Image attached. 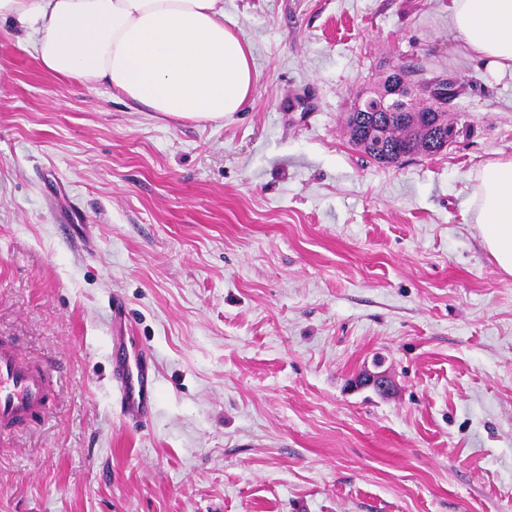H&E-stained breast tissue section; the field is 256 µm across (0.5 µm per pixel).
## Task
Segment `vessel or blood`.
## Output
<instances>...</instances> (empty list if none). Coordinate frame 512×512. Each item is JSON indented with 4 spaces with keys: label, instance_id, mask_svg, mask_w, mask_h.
Returning <instances> with one entry per match:
<instances>
[{
    "label": "vessel or blood",
    "instance_id": "obj_1",
    "mask_svg": "<svg viewBox=\"0 0 512 512\" xmlns=\"http://www.w3.org/2000/svg\"><path fill=\"white\" fill-rule=\"evenodd\" d=\"M112 384L122 416L147 424L159 396L156 359L146 352L126 324L120 298L112 300ZM53 384L51 364H34L8 341L0 340V434L41 422L47 415Z\"/></svg>",
    "mask_w": 512,
    "mask_h": 512
}]
</instances>
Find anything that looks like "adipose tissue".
I'll return each mask as SVG.
<instances>
[{
    "instance_id": "obj_1",
    "label": "adipose tissue",
    "mask_w": 512,
    "mask_h": 512,
    "mask_svg": "<svg viewBox=\"0 0 512 512\" xmlns=\"http://www.w3.org/2000/svg\"><path fill=\"white\" fill-rule=\"evenodd\" d=\"M27 29L44 69L108 86L147 111L220 121L251 97L250 47L224 0H0ZM459 52L493 77L512 74V0H448ZM467 208L499 273L512 276V157L470 175Z\"/></svg>"
}]
</instances>
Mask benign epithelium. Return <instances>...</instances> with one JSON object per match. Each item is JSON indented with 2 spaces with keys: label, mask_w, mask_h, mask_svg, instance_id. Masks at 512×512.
<instances>
[{
  "label": "benign epithelium",
  "mask_w": 512,
  "mask_h": 512,
  "mask_svg": "<svg viewBox=\"0 0 512 512\" xmlns=\"http://www.w3.org/2000/svg\"><path fill=\"white\" fill-rule=\"evenodd\" d=\"M438 94V102L434 107L438 112L448 115V106L451 101L448 95L437 93L434 84L411 83L397 75L392 70L387 87L366 90L359 94L351 109L355 122L359 125L362 138L377 147L379 158L389 164L392 162L393 152L384 144V122L399 112L413 111L412 103L418 99ZM353 390L371 389L380 395H390L394 392V383L388 371L383 369V361L377 359L373 368L365 369L349 383Z\"/></svg>",
  "instance_id": "obj_1"
}]
</instances>
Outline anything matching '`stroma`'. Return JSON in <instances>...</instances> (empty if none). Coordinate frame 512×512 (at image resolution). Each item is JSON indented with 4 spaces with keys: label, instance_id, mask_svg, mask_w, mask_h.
Here are the masks:
<instances>
[{
    "label": "stroma",
    "instance_id": "stroma-1",
    "mask_svg": "<svg viewBox=\"0 0 512 512\" xmlns=\"http://www.w3.org/2000/svg\"><path fill=\"white\" fill-rule=\"evenodd\" d=\"M249 104L160 118L47 72L0 22V337L54 364L0 435V512H512V277L466 208L512 157V76L448 0H224ZM396 65L460 86L447 150L375 163L356 96ZM158 363L112 392V299ZM382 357L392 395L350 390Z\"/></svg>",
    "mask_w": 512,
    "mask_h": 512
}]
</instances>
